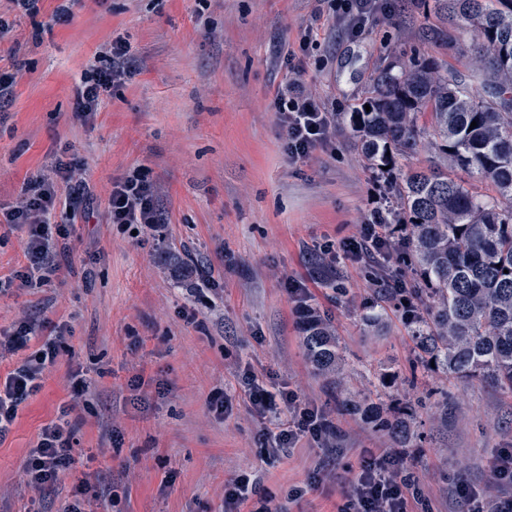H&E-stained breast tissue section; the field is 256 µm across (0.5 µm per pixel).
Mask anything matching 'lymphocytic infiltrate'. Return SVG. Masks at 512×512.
Masks as SVG:
<instances>
[{"label": "lymphocytic infiltrate", "mask_w": 512, "mask_h": 512, "mask_svg": "<svg viewBox=\"0 0 512 512\" xmlns=\"http://www.w3.org/2000/svg\"><path fill=\"white\" fill-rule=\"evenodd\" d=\"M322 13L339 22L348 35L360 33L373 19L377 0H322ZM131 44L116 37L105 52L106 65L84 70L77 89L74 120L93 124L114 83L128 75ZM292 76L279 88L271 104L281 128L283 152L289 163L308 158L314 151L332 148L336 136V113L306 88L303 72L292 67ZM91 197L77 162H58L55 179L39 173L24 182L21 200L0 204V224L24 230L27 265L0 278V291L16 286L27 290L42 287L62 269L61 243L76 239L79 219L88 218ZM110 223L155 229L167 219L159 206L156 189L143 172L113 181L107 197ZM400 225L389 218L383 205L371 208L358 238L346 242L343 251L355 263H390L398 254L396 241ZM37 350H30L31 341ZM19 354L13 369L0 377V443L12 431L19 410L43 387L47 371L56 363L58 352L53 336L38 337L33 323L20 321L12 328H0V353ZM250 412L263 421L270 453L296 447L303 439L318 447H331L336 426L317 407L300 400L291 390H269L251 383L247 393ZM76 404L62 405L58 415L45 424L38 440L22 464L24 483L40 492L56 481L75 462L72 455L73 421ZM419 498L398 456L386 451L364 456L347 502L337 512H414Z\"/></svg>", "instance_id": "f902f5d3"}]
</instances>
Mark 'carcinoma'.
Listing matches in <instances>:
<instances>
[{
    "label": "carcinoma",
    "instance_id": "cac0c4a2",
    "mask_svg": "<svg viewBox=\"0 0 512 512\" xmlns=\"http://www.w3.org/2000/svg\"><path fill=\"white\" fill-rule=\"evenodd\" d=\"M433 2L437 37L454 42L462 22L475 33L483 85L441 75L434 60L396 57L378 69L349 128L378 170L429 139L441 164L408 169L391 206L407 231L412 338L447 374L512 387V0ZM303 347L323 376L345 364L332 317L317 308L305 316Z\"/></svg>",
    "mask_w": 512,
    "mask_h": 512
}]
</instances>
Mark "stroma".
Here are the masks:
<instances>
[{
  "label": "stroma",
  "mask_w": 512,
  "mask_h": 512,
  "mask_svg": "<svg viewBox=\"0 0 512 512\" xmlns=\"http://www.w3.org/2000/svg\"><path fill=\"white\" fill-rule=\"evenodd\" d=\"M55 6L41 0L36 16L19 18L0 0V18L13 24L0 49H13L23 66L0 112V202L17 201L29 174L52 175L58 157H73L94 214L51 283L0 293L1 328L23 317L42 336L69 326L42 390L0 443V512H26L19 466L41 427L74 398L73 366L89 385L78 397L75 465L43 493L41 512H64L84 480L103 492L109 512H220L225 481L239 476L256 487L251 512L267 496L282 512H336L367 448L401 453L428 512H468L459 483L494 496L498 452L512 448V390L417 367L408 315L374 286L370 269L340 257L385 174L342 124L335 153L296 164L282 154L270 103L317 0H85L65 24ZM386 9L353 38L323 25L317 44L296 58L309 91L353 111L377 68L414 49L479 83L469 34L438 39L431 0H386ZM118 35L133 46L135 73L111 89L94 127L81 125L72 118L75 83ZM140 167L170 218L161 241L106 219L112 181ZM171 248L211 270L204 300L182 295L161 273ZM311 249L336 254L335 286L308 263ZM292 281L307 288L306 303L290 293ZM307 305L336 325L347 364L335 378L319 375L302 347ZM377 312L382 324H370ZM247 370L328 414L337 451L302 442L268 455L240 381ZM138 372L146 383L137 405L128 380ZM159 380L168 386L162 397ZM221 393L233 398L223 418L208 409ZM405 409L414 414L406 443L383 425Z\"/></svg>",
  "instance_id": "stroma-1"
}]
</instances>
